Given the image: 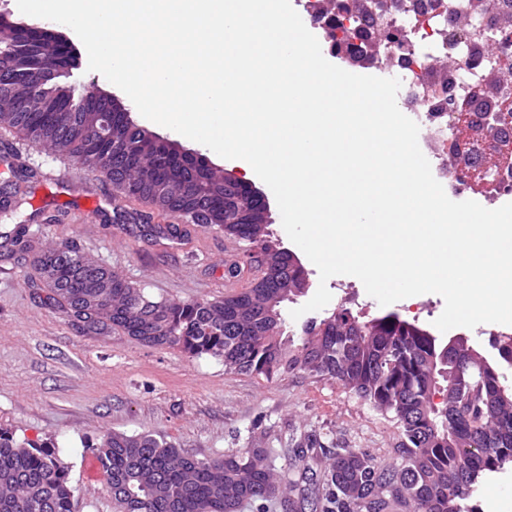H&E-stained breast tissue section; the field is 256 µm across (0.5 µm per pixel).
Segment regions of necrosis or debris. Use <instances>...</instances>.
Returning a JSON list of instances; mask_svg holds the SVG:
<instances>
[{
  "label": "necrosis or debris",
  "instance_id": "obj_1",
  "mask_svg": "<svg viewBox=\"0 0 512 512\" xmlns=\"http://www.w3.org/2000/svg\"><path fill=\"white\" fill-rule=\"evenodd\" d=\"M503 14H512V0H432L429 10H419L417 0H397L388 10L373 9L363 24L390 28L400 33L399 42L387 45L385 53L406 64L395 71L400 79L398 98L407 103L424 97L426 108L413 112L412 118L429 144L432 173L444 189L455 191L460 183L454 177L456 159L452 101L467 98L482 72L499 65V58L483 51L484 42L477 35L453 29L459 17H481L486 22ZM445 51L458 56L461 67L442 82H430V61L435 53Z\"/></svg>",
  "mask_w": 512,
  "mask_h": 512
}]
</instances>
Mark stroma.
I'll return each instance as SVG.
<instances>
[{"label":"stroma","mask_w":512,"mask_h":512,"mask_svg":"<svg viewBox=\"0 0 512 512\" xmlns=\"http://www.w3.org/2000/svg\"><path fill=\"white\" fill-rule=\"evenodd\" d=\"M26 173L11 208L0 213V236L29 225L31 247L0 251V428L18 442L53 444L70 467L73 512H119L106 481L87 475L92 444L107 433L150 435L200 460L231 448H263L280 477L289 448L314 434L325 447L361 448L385 466L399 464L397 420L333 379L302 374L265 378L225 370L213 357L144 344L117 329L87 331L49 303L33 261L51 242L69 241L138 284L154 300H218L229 295L228 268L246 244L218 227L204 228L150 209L117 192L110 180L0 128V184ZM71 188L61 184L63 176ZM176 224L171 235L144 223ZM323 309L292 318L309 301L281 306L282 339L300 345L306 325L345 306L359 316L397 312L425 329L444 309L430 293L382 307L352 276H332ZM482 512H512V466L482 479L472 497Z\"/></svg>","instance_id":"obj_1"}]
</instances>
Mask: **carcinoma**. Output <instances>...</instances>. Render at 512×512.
<instances>
[{"instance_id":"carcinoma-1","label":"carcinoma","mask_w":512,"mask_h":512,"mask_svg":"<svg viewBox=\"0 0 512 512\" xmlns=\"http://www.w3.org/2000/svg\"><path fill=\"white\" fill-rule=\"evenodd\" d=\"M0 56L24 76L41 67L39 33L0 38ZM105 106L61 81H21L0 88V126L105 174L165 215L221 227L248 243L228 273L247 270L253 278L222 301L144 304L122 276L64 242L35 261L48 299L91 330L117 327L145 344L220 358L227 370L267 379L279 372L334 379L393 414L403 434L397 466L361 449L324 448L310 436L292 449L293 468L304 474L328 460L323 480L310 488L312 512H476L466 501L479 479L512 463V387L503 372L512 367V335L494 338L490 359L464 336L448 349L394 312L365 320L342 306L306 327L300 346H285L279 307L303 293L305 268L292 264L260 217L224 213V170L178 157L147 129L106 123ZM94 453L123 512H241L279 494L258 448L203 461L165 440L112 433ZM0 512H72L69 466L52 446L20 444L0 429Z\"/></svg>"}]
</instances>
